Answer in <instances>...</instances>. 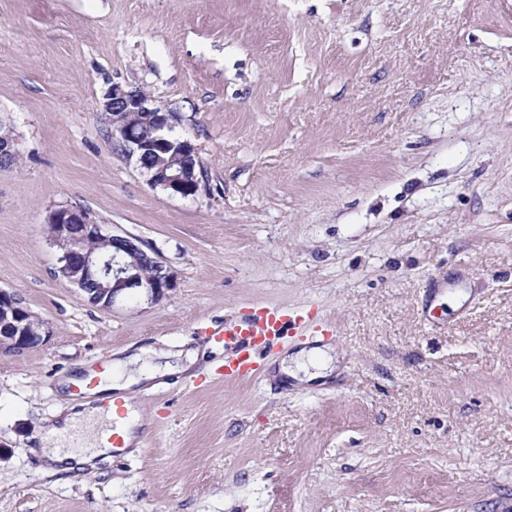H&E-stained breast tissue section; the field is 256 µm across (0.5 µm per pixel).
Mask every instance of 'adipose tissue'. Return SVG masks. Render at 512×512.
<instances>
[{
	"instance_id": "obj_1",
	"label": "adipose tissue",
	"mask_w": 512,
	"mask_h": 512,
	"mask_svg": "<svg viewBox=\"0 0 512 512\" xmlns=\"http://www.w3.org/2000/svg\"><path fill=\"white\" fill-rule=\"evenodd\" d=\"M195 361L196 355L191 351L187 352L185 359L173 363L155 362L146 351L133 354L116 360L109 376L102 378L92 388L91 393L102 399L116 392L125 393L134 386L186 371ZM280 371L299 385L324 382L334 371L330 348L323 345L301 349L288 359L282 360ZM73 406L72 414L60 422L50 424L47 433L51 436L62 435L82 424L86 427V434L81 448L78 449H40V456L46 460L52 472L66 473L77 467L93 468L98 462L111 460V434L121 436L125 445L136 443V431L141 425V416L131 401H123L124 412L119 416L102 411L101 407L91 405L85 399L74 401Z\"/></svg>"
}]
</instances>
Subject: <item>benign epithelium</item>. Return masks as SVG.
Listing matches in <instances>:
<instances>
[{
  "mask_svg": "<svg viewBox=\"0 0 512 512\" xmlns=\"http://www.w3.org/2000/svg\"><path fill=\"white\" fill-rule=\"evenodd\" d=\"M100 110L112 113V141L120 144L124 156L136 161L149 176L151 186L171 195L194 196L200 189L201 165L196 148L188 140L170 138L177 114L164 106L142 87L112 84L99 102ZM148 128L149 138L140 132ZM47 230L50 244L57 248L56 276L81 290L92 306L110 311L118 301L132 294L143 296L156 305L176 287V274L154 249L131 234H115L97 223L94 213L84 207L62 206L49 213ZM106 238L112 242V255L89 250L85 243ZM153 268L147 278L142 265ZM88 281L105 284L86 288ZM50 334L46 323L29 317L27 306L14 291L0 289V352L21 354L42 345Z\"/></svg>",
  "mask_w": 512,
  "mask_h": 512,
  "instance_id": "1",
  "label": "benign epithelium"
}]
</instances>
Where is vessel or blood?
Returning <instances> with one entry per match:
<instances>
[{
    "label": "vessel or blood",
    "instance_id": "b4317fda",
    "mask_svg": "<svg viewBox=\"0 0 512 512\" xmlns=\"http://www.w3.org/2000/svg\"><path fill=\"white\" fill-rule=\"evenodd\" d=\"M299 315L284 309L265 307L249 313L223 331L213 334L215 343L224 347V373L245 376L253 371L258 354L270 350L274 341L298 329Z\"/></svg>",
    "mask_w": 512,
    "mask_h": 512
}]
</instances>
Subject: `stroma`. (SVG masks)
Wrapping results in <instances>:
<instances>
[{"mask_svg":"<svg viewBox=\"0 0 512 512\" xmlns=\"http://www.w3.org/2000/svg\"><path fill=\"white\" fill-rule=\"evenodd\" d=\"M114 83L178 113L195 196L113 150ZM0 122V289L50 331L0 354V512H512V0H0ZM70 204L154 247L169 298L55 277ZM259 307L335 322L336 378L274 380L290 335L225 379L207 332ZM184 345L138 452L43 468L61 378Z\"/></svg>","mask_w":512,"mask_h":512,"instance_id":"obj_1","label":"stroma"}]
</instances>
